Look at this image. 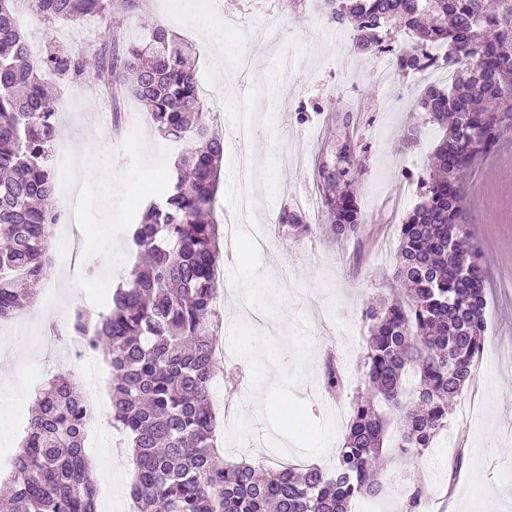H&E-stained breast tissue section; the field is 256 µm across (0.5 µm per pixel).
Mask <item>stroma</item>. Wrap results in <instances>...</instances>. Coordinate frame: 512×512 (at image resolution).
I'll use <instances>...</instances> for the list:
<instances>
[{
  "instance_id": "35a3bbf8",
  "label": "stroma",
  "mask_w": 512,
  "mask_h": 512,
  "mask_svg": "<svg viewBox=\"0 0 512 512\" xmlns=\"http://www.w3.org/2000/svg\"><path fill=\"white\" fill-rule=\"evenodd\" d=\"M172 0H112L115 16L123 23L127 40L137 41L144 23H161L197 45L195 66L201 94L218 118V132L233 128L241 113L255 115L260 130L251 152L253 174H245L236 160V147L224 146L216 210L220 222L233 220L239 194L254 184L256 207L252 224L268 227L270 244L264 252L241 246L234 260H221L229 287L220 303L225 348L237 349L240 338L251 345L280 346V367L287 381L262 383L256 360L242 356L238 369L217 363L214 384L244 380L247 391L237 400L242 411L256 403H295V423L275 428L261 418L239 421L236 432L224 435L223 448L231 458L250 456V440L260 430H275L286 450L285 464L330 466L348 430L350 398L363 388L362 356L366 331L360 315L369 302L388 297L395 288V255L399 229L407 214L421 200L420 187L404 188L405 172L425 176L437 129L419 112L417 100L424 86L439 84L436 76L413 79L404 73L395 82L403 88V107L384 109L386 88L374 81V54L356 52L354 32L344 27L332 34L309 15L306 0L270 8L267 0H214L219 15L243 17L272 11L268 27L277 44L294 42L289 74H281L276 48L251 57L245 72L220 70L213 53L202 50V36L187 20L172 13ZM51 91L63 101L56 138L65 143L72 159L74 181L87 178L78 156L89 139L101 138L106 148L98 156L100 168L112 172V206L103 208V186L94 184L80 199L88 225L97 234H110L114 254L104 266L95 248H88L82 262L106 270L111 284L128 266V228L134 220L130 200L144 187H157L172 167L173 152L146 122L144 106L131 98L112 99L96 80L74 85L48 77ZM305 103V115L295 113ZM140 120L135 137L125 133L130 120ZM349 128L358 145L365 171L356 185L364 224L356 236L332 237L328 224L316 211L305 214L313 235L293 236L275 218L299 194H317V166L333 145L337 133ZM417 141L407 138L409 129ZM465 219L481 247L488 270L486 290V340L473 365L471 382L457 399L470 409L473 419L455 425L440 436L434 447L419 458L387 456L384 475L401 471L418 475L437 501L435 512H470L472 493H480L485 512H512V142L497 154L479 161L468 177ZM250 277L272 280L282 289L279 302L258 297V320L239 314L237 287ZM55 292L57 323L90 295L87 282L63 265L53 264L37 288L38 296ZM308 345L310 358L297 364L299 345ZM335 354L348 376L349 397L334 402L323 397L319 379L324 358ZM57 375L82 378V365L70 357L62 338L44 337L33 343L22 320L0 323V420L10 422L8 447H18L23 420L36 394V384ZM114 432L99 424L87 429V456L101 495L111 501L112 484H132L134 469L111 466L106 450ZM116 501V500H113ZM115 512H133L130 495L117 500Z\"/></svg>"
}]
</instances>
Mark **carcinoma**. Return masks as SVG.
<instances>
[{"mask_svg": "<svg viewBox=\"0 0 512 512\" xmlns=\"http://www.w3.org/2000/svg\"><path fill=\"white\" fill-rule=\"evenodd\" d=\"M333 20L355 29L364 51L392 26L406 30L404 66L413 53L444 45L454 73L429 86L417 107L439 129L422 201L400 225L396 279L410 289L370 303L363 393L335 467L252 466L220 458L211 380L219 282L216 192L224 138L213 129L188 56L193 44L153 25L137 42L112 37V0H0V321L28 312L30 282L51 269L50 238L61 214L52 209L50 165L60 99L44 76L70 83L89 78L83 54L49 42L35 57L16 17L28 8L43 23L78 24L96 16L112 52L101 54L95 79L113 96L130 95L168 142L181 146L171 178L140 208L132 225L135 261L106 307L78 315L88 348L112 378V427L135 458L136 512H350L360 496H378L389 415L399 416L397 449L419 457L448 430L450 405L472 379L486 334L487 276L465 222L467 175L512 135V0H325ZM364 173L352 134L336 140L318 170L327 223L337 236L363 223L353 185ZM278 223L298 236L312 232L298 209ZM320 382L344 395L343 370L325 358ZM91 408L64 376L35 395L20 451L6 474L4 512H97L96 484L84 448ZM424 486L405 490L403 512H417Z\"/></svg>", "mask_w": 512, "mask_h": 512, "instance_id": "cac0c4a2", "label": "carcinoma"}]
</instances>
